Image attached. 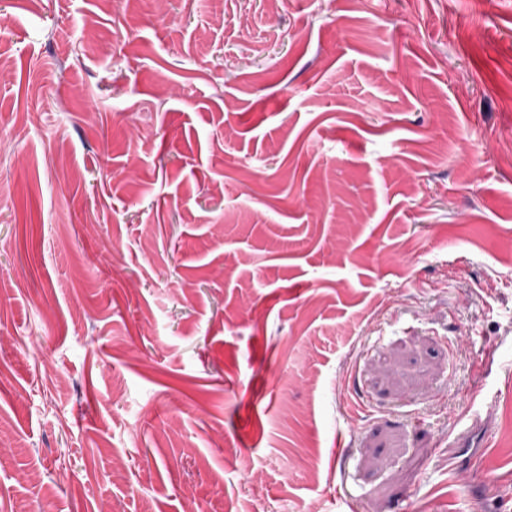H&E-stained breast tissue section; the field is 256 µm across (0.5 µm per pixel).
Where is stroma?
<instances>
[{"label": "stroma", "mask_w": 512, "mask_h": 512, "mask_svg": "<svg viewBox=\"0 0 512 512\" xmlns=\"http://www.w3.org/2000/svg\"><path fill=\"white\" fill-rule=\"evenodd\" d=\"M0 61V512H501L512 0H0Z\"/></svg>", "instance_id": "obj_1"}]
</instances>
